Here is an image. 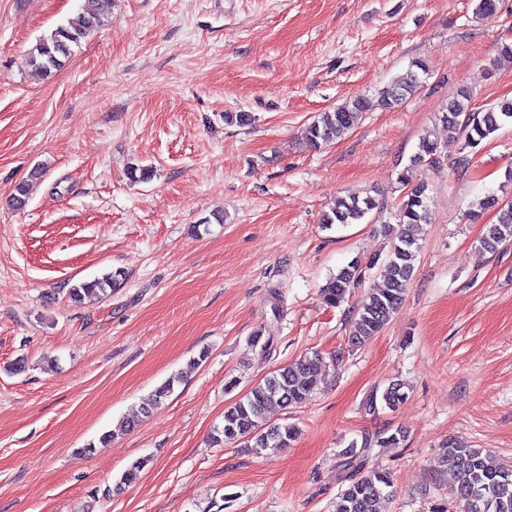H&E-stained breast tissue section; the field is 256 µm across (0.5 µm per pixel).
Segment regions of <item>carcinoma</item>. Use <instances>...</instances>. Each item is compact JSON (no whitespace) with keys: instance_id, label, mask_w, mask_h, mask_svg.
Here are the masks:
<instances>
[{"instance_id":"obj_1","label":"carcinoma","mask_w":512,"mask_h":512,"mask_svg":"<svg viewBox=\"0 0 512 512\" xmlns=\"http://www.w3.org/2000/svg\"><path fill=\"white\" fill-rule=\"evenodd\" d=\"M112 13V0H85L83 13L75 22L57 26L50 35L39 39L26 54V65L37 74L50 75L59 71L72 54V47L94 29L101 26ZM427 74L424 60L411 62L406 74L392 84L380 89L378 97L386 109L398 106L403 99L415 93L422 84L421 75ZM370 102L364 95H355L336 106L321 112L308 125L305 136L315 147L330 144L353 128L359 113L368 110ZM440 122L448 139H464V146L476 148L492 137L506 122H512V99H502L485 109L472 107V94L461 88L448 100ZM424 163L439 169L443 159L440 142L435 138H422L421 153L398 174V183L406 189L396 214L397 228H388L392 236L385 263L383 285L370 289L364 303L357 309L352 321L349 342L360 346L378 335L401 307L406 288L412 280L419 254L416 230L430 222L429 185L423 179H414V168ZM376 208L370 196L352 195L338 201L323 223L356 224ZM498 214L497 223L488 226L481 239V250L495 252L498 247L512 241V198L502 200L491 194L480 199L477 209L467 213L476 220L485 211ZM378 257L365 262L355 258L348 265L329 277L321 295L331 307L344 302L351 289L362 284L364 273L376 265ZM122 273L115 271L91 282L69 289V297L79 302L86 295L101 294L120 287ZM274 337L257 333L249 339V348L261 355H270ZM326 368L319 354L305 356L293 363L279 367L262 381L252 386L240 399L224 411L223 426L215 427L211 440L216 445H227L246 438L253 447L262 450L286 448L295 440L298 431L293 426L266 422V413L272 407H296L305 403L317 387ZM181 376L167 380L159 387L144 408L152 412L161 401L174 391V384ZM408 397L404 384L392 383L383 391H372L364 401V408L374 411L382 404L394 410ZM405 439L402 430L386 435L367 434L352 440L341 456L340 467L345 472L346 485L336 500V512H381L380 503L393 493L394 476L387 468H367L366 457L374 448H389ZM444 456L451 461L446 472V484L452 512H512V464L493 458L480 448H471L451 441L443 448Z\"/></svg>"}]
</instances>
